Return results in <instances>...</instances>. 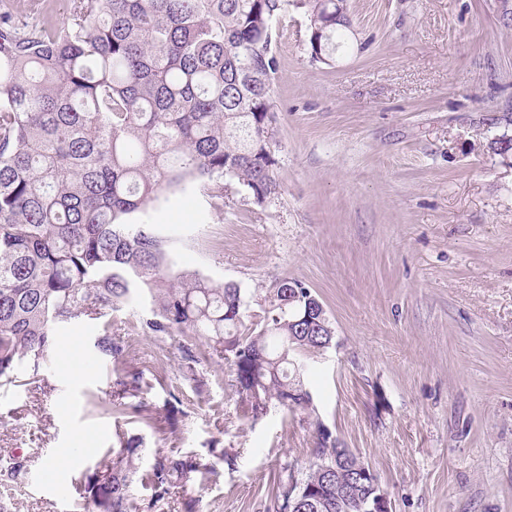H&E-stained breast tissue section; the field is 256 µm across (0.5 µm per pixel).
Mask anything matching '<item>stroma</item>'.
I'll return each mask as SVG.
<instances>
[{
	"instance_id": "stroma-1",
	"label": "stroma",
	"mask_w": 512,
	"mask_h": 512,
	"mask_svg": "<svg viewBox=\"0 0 512 512\" xmlns=\"http://www.w3.org/2000/svg\"><path fill=\"white\" fill-rule=\"evenodd\" d=\"M348 4L346 45L324 62L303 12L276 22L277 194L259 204L228 179L214 207L187 183L131 218L162 239L172 273L237 283L251 301L283 278L311 289L335 330L332 347L299 354L311 409L244 418L229 362L187 369L198 339L144 335L151 299L136 292L112 335L127 366L163 371L140 397L157 425L119 423L100 324L72 323L41 388L0 381V455L31 458L0 492L9 512H80L70 477L120 428L140 440V469L160 451L216 469L198 512H267L274 477L307 467L321 425L393 512H512V160L488 148L490 117L512 103V27L493 0ZM62 448L75 451L62 480L37 483Z\"/></svg>"
}]
</instances>
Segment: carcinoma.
<instances>
[{
	"label": "carcinoma",
	"mask_w": 512,
	"mask_h": 512,
	"mask_svg": "<svg viewBox=\"0 0 512 512\" xmlns=\"http://www.w3.org/2000/svg\"><path fill=\"white\" fill-rule=\"evenodd\" d=\"M68 22L50 0H0V379L43 381L40 369L59 330L98 320L94 346L119 373L112 413L153 424L124 401L152 388L129 369L127 345L112 337V311L137 291L149 293L154 336H194L183 350L197 363L230 362L245 415L258 420L274 404L288 412L312 403L294 355L332 344L322 302L295 279H282L258 302L254 320L240 286L197 273L169 272L153 233L131 215L190 181L220 199L224 178L258 203L278 192V70L271 19L288 7L310 17L314 58L350 27L348 0H68ZM496 149L512 150V116ZM337 439L320 427L302 477L279 475L270 512H361L336 479ZM139 440L117 435L111 458L75 479L91 512H157L172 489L206 474L193 455L160 452L141 476L151 491L137 502ZM28 473L18 458L0 463V485Z\"/></svg>",
	"instance_id": "carcinoma-1"
}]
</instances>
